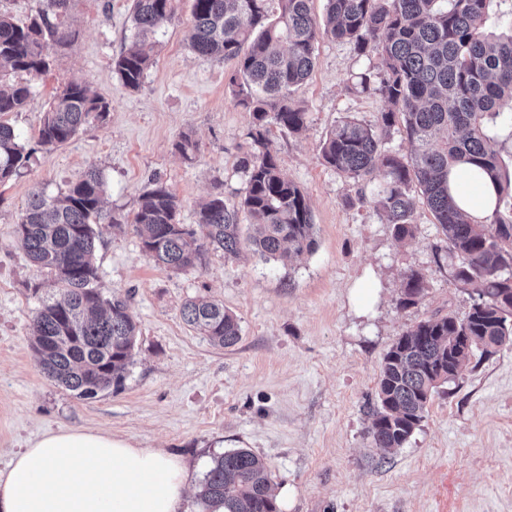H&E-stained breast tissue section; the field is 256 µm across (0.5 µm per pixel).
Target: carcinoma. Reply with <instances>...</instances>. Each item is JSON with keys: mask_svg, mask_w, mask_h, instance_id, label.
Instances as JSON below:
<instances>
[{"mask_svg": "<svg viewBox=\"0 0 512 512\" xmlns=\"http://www.w3.org/2000/svg\"><path fill=\"white\" fill-rule=\"evenodd\" d=\"M275 1L278 9L269 10ZM312 0H192V51L235 63L229 78L237 103L251 114L253 150L240 160L246 176L242 207L253 234L240 232L238 211L214 195L201 205L197 224L177 219L179 203L154 180L141 196L131 224L142 251L157 266L184 271L203 265L210 251L226 258L248 248L265 261L314 249L313 216L306 195L281 173L269 147V126L290 132L305 127L306 109L293 90L316 63L319 40L349 42L379 63L357 76L356 86L385 103L368 125L346 116L328 133L320 152L325 164L354 181L371 182V203L398 238L413 233L418 204L439 224L454 259L453 275L477 298L459 320L431 317L401 336L385 354L371 411L369 435L376 448L402 447L420 425L433 393L458 375L479 350L489 355L512 346V20L495 31L487 20L494 0H326L317 18ZM73 0H43L19 23L0 13V182L26 166L31 151L1 120L30 103L33 81L53 64L51 51L75 37ZM173 16L172 0H132L134 42L112 60L132 90L141 87L153 60V37ZM109 104L82 81L65 84L44 110L37 144L54 148L74 137L90 119H103ZM399 125L411 144L408 156L385 147ZM181 157L195 159L197 144L183 135ZM464 163L497 189L493 213L474 223L448 187L451 166ZM105 181L88 169L64 192L36 189L17 224V238L31 263L53 276L54 294L34 317L35 349L42 373L80 397L122 384L133 358L138 323L127 301L98 290L94 225L114 223L103 206ZM424 278H402L398 304L417 302ZM182 317L221 348L240 339V326L224 305L187 301ZM199 500L205 512H277L266 463L247 448L211 459Z\"/></svg>", "mask_w": 512, "mask_h": 512, "instance_id": "obj_1", "label": "carcinoma"}]
</instances>
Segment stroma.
<instances>
[{
    "label": "stroma",
    "mask_w": 512,
    "mask_h": 512,
    "mask_svg": "<svg viewBox=\"0 0 512 512\" xmlns=\"http://www.w3.org/2000/svg\"><path fill=\"white\" fill-rule=\"evenodd\" d=\"M174 7L142 86L131 90L112 69L134 36L131 0H74V41L56 50L27 109L7 116L33 154L0 184V471L43 433L71 428L182 457L190 466L184 512H203L197 492L212 457L237 448L266 462L275 488L293 489L288 512H512V346L471 356L403 447L381 451L368 435L389 348L420 321L464 318L476 294L454 280L425 205L412 237L398 240L393 225L359 203L364 184L322 163L320 144L337 121L351 114L373 124L384 107L354 89L370 62L350 43L319 41L315 67L295 93L305 129L268 134L282 173L310 201L314 250L285 263L213 251L204 267L179 272L142 253L131 219L152 179L176 195L180 222L193 224L211 194L240 204L239 160L252 149L231 63L196 57L191 0ZM73 78L87 81L109 112L66 144L40 147L42 110ZM184 134L198 146L191 162L174 148ZM90 168L103 175L114 217L96 227L98 286L128 299L139 333L123 383L83 398L39 367L33 289L49 290L51 281L15 229L34 188L57 193ZM411 271L422 274L425 291L401 308V279ZM191 298L223 303L239 321V342L218 348L188 327L181 308Z\"/></svg>",
    "instance_id": "35a3bbf8"
}]
</instances>
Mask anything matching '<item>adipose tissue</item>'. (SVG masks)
Masks as SVG:
<instances>
[{
    "instance_id": "1",
    "label": "adipose tissue",
    "mask_w": 512,
    "mask_h": 512,
    "mask_svg": "<svg viewBox=\"0 0 512 512\" xmlns=\"http://www.w3.org/2000/svg\"><path fill=\"white\" fill-rule=\"evenodd\" d=\"M458 205L484 221L496 189L469 166L450 169ZM188 466L156 448L103 432L44 434L0 471V512H181Z\"/></svg>"
}]
</instances>
